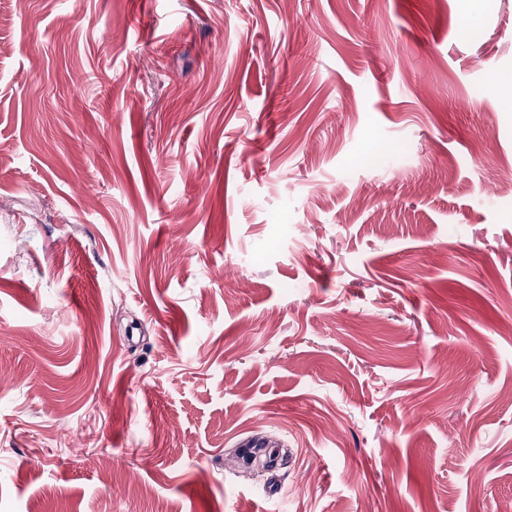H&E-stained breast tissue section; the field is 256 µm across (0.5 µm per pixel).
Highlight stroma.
Here are the masks:
<instances>
[{"instance_id":"obj_1","label":"stroma","mask_w":512,"mask_h":512,"mask_svg":"<svg viewBox=\"0 0 512 512\" xmlns=\"http://www.w3.org/2000/svg\"><path fill=\"white\" fill-rule=\"evenodd\" d=\"M0 36V512L512 500V0Z\"/></svg>"}]
</instances>
